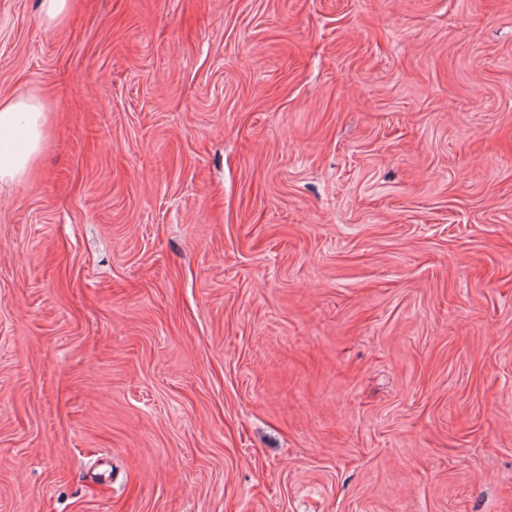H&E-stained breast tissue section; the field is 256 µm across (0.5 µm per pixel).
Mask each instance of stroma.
<instances>
[{"instance_id": "1", "label": "stroma", "mask_w": 512, "mask_h": 512, "mask_svg": "<svg viewBox=\"0 0 512 512\" xmlns=\"http://www.w3.org/2000/svg\"><path fill=\"white\" fill-rule=\"evenodd\" d=\"M0 0V512H512V0ZM48 112L35 95L0 99V182L22 179L40 154Z\"/></svg>"}]
</instances>
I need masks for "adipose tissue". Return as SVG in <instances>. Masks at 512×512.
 I'll list each match as a JSON object with an SVG mask.
<instances>
[{
	"instance_id": "adipose-tissue-1",
	"label": "adipose tissue",
	"mask_w": 512,
	"mask_h": 512,
	"mask_svg": "<svg viewBox=\"0 0 512 512\" xmlns=\"http://www.w3.org/2000/svg\"><path fill=\"white\" fill-rule=\"evenodd\" d=\"M48 130L44 102L34 95L0 99V182L22 179L40 154Z\"/></svg>"
}]
</instances>
